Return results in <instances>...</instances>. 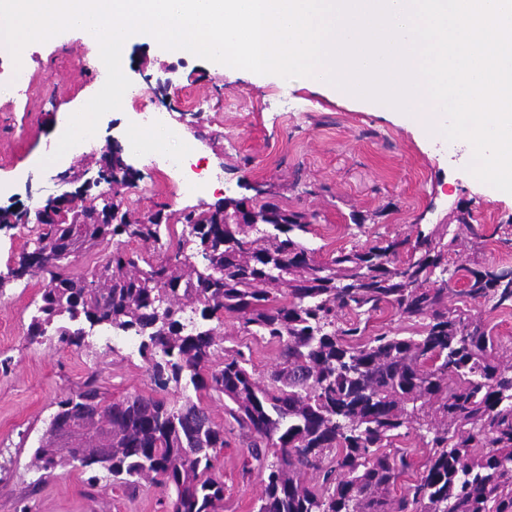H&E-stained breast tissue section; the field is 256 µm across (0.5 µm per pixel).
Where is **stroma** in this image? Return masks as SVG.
<instances>
[{"instance_id": "1", "label": "stroma", "mask_w": 512, "mask_h": 512, "mask_svg": "<svg viewBox=\"0 0 512 512\" xmlns=\"http://www.w3.org/2000/svg\"><path fill=\"white\" fill-rule=\"evenodd\" d=\"M98 56L97 43L69 29L52 41L28 46L25 66L34 77L28 93L0 97V180L13 185L0 209L26 214V223L0 231V271L13 263L34 234L36 213L55 193L64 171L96 175L109 141L125 145L142 131L135 108L114 110L100 120L93 146L62 164L41 168L57 133L104 85L107 74L86 71L80 55ZM132 94L148 111L180 121L196 146L201 169H217L222 185L195 198L172 193L144 156L126 153L140 177L128 192L139 215L160 207L179 212L207 208L225 198L261 205L272 197L289 209L316 213L307 240L317 259L339 249L414 233L419 224H447L457 207L470 210L485 240L464 253L467 260L512 267V194L471 178L464 141H449L406 125L380 103L332 85L283 83L199 57L163 49L149 35L123 51ZM207 97L206 112L183 108L186 95ZM46 278L11 282L0 289V512H168L172 492L141 481L129 489L99 473L68 466L46 472L34 450L61 399L95 381L106 396L154 395L155 386L136 343L101 327L89 330L82 348L48 336L29 342L30 314ZM225 346L240 347L256 374L277 363V348L224 321ZM245 434L229 435L220 451L224 500L219 512H255L262 494L259 466L244 470Z\"/></svg>"}]
</instances>
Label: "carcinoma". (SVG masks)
Masks as SVG:
<instances>
[{
  "mask_svg": "<svg viewBox=\"0 0 512 512\" xmlns=\"http://www.w3.org/2000/svg\"><path fill=\"white\" fill-rule=\"evenodd\" d=\"M226 207L243 212L246 203L183 210L173 244L162 234L171 216H136L117 187L102 206L93 197L52 208L31 248L0 274V288L49 278L29 342L53 334L80 348L96 326L135 336L157 389L185 384L196 393L181 403L109 400L88 383L58 402L35 450L39 467L105 471L126 485L149 477L174 489L170 512H218L224 423L203 405L216 393L266 470L257 512H512V345L469 308L512 309V268L449 263L481 238L471 212L459 209L413 241L320 261L305 245L316 214L267 201L252 224L228 218ZM123 238L148 245L153 258L118 247L83 274L67 272L73 258ZM384 309L410 335H366L361 316ZM226 315L277 345L279 363L265 376L224 346ZM73 420L81 423L75 451L63 442ZM413 431L429 452L394 496L411 467L396 439ZM309 470L314 485L303 479Z\"/></svg>",
  "mask_w": 512,
  "mask_h": 512,
  "instance_id": "cac0c4a2",
  "label": "carcinoma"
}]
</instances>
